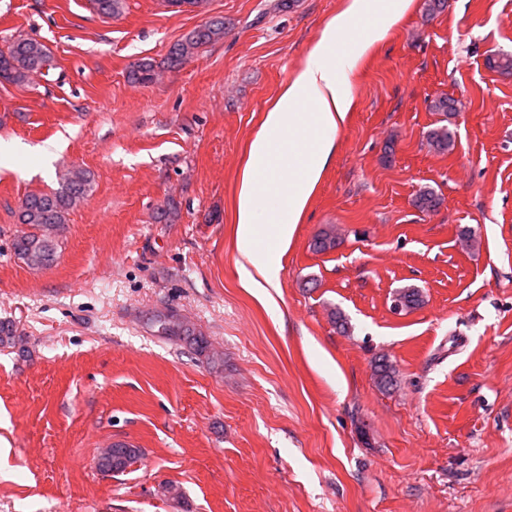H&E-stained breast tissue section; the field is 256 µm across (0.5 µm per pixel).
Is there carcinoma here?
I'll return each mask as SVG.
<instances>
[{"label":"carcinoma","instance_id":"obj_1","mask_svg":"<svg viewBox=\"0 0 512 512\" xmlns=\"http://www.w3.org/2000/svg\"><path fill=\"white\" fill-rule=\"evenodd\" d=\"M97 13L108 18L121 14L125 0H93ZM224 37V22L213 20L198 26L170 48L168 63L171 67L182 65L192 58L198 49ZM52 69V57L47 47L34 39L18 37L13 39L7 50L0 51V80L11 83H24L35 74ZM130 78L138 83H150L156 78V69L149 61H141L130 72ZM428 147L436 153L446 154L455 146V133L447 124L437 125L428 131ZM93 192V177L83 169H73L64 173L58 188L49 193H34L25 197L17 212V222L30 228L16 237L13 250L18 259L32 269H45L52 266L58 256L60 237L70 209L83 202ZM441 198L432 190H424L415 199V206L426 212L437 210ZM338 245V237L333 226L321 229L313 238L310 248L316 253L330 251ZM407 309L420 307L423 294L420 289L408 286L397 290ZM159 330L171 337L184 341L199 356L208 361L218 360V354L209 349L208 342L190 329L184 321L174 318L172 313L154 316ZM373 374L377 386L385 391L394 389L398 376L393 363L380 356L374 360ZM141 455L138 448L114 444L100 453L98 466L101 471L110 473L125 470Z\"/></svg>","mask_w":512,"mask_h":512}]
</instances>
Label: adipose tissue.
I'll use <instances>...</instances> for the list:
<instances>
[{
  "label": "adipose tissue",
  "instance_id": "1",
  "mask_svg": "<svg viewBox=\"0 0 512 512\" xmlns=\"http://www.w3.org/2000/svg\"><path fill=\"white\" fill-rule=\"evenodd\" d=\"M412 0H348L330 19L303 67L267 108L247 147L236 205L237 239L251 288L279 284L290 242L352 108L348 78L397 24Z\"/></svg>",
  "mask_w": 512,
  "mask_h": 512
}]
</instances>
